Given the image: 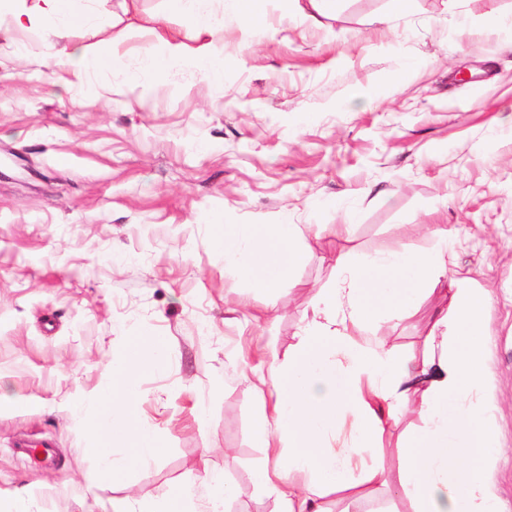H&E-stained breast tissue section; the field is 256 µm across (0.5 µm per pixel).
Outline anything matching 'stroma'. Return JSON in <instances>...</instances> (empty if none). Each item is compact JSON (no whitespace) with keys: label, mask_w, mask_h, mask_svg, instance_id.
<instances>
[{"label":"stroma","mask_w":512,"mask_h":512,"mask_svg":"<svg viewBox=\"0 0 512 512\" xmlns=\"http://www.w3.org/2000/svg\"><path fill=\"white\" fill-rule=\"evenodd\" d=\"M164 0H118L115 26L75 39L116 45L122 80L71 84L38 33L0 51V512H109L163 499L209 469L235 485L227 512H279L252 472L253 372L298 342L339 252L430 246L448 230V273L492 292L482 388L512 512V0H341L318 23L308 0H268L269 26L224 23V83L172 62L141 74ZM496 26H489V17ZM474 73L470 82L459 71ZM353 215L350 234L335 227ZM297 225L294 285L270 292L225 274L222 224ZM449 290L370 332L424 358ZM151 329L164 367L139 380L140 418L162 446L146 470L101 477L89 424L69 406L110 377ZM331 512H412L397 484Z\"/></svg>","instance_id":"1"}]
</instances>
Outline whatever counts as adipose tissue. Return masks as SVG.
I'll return each mask as SVG.
<instances>
[{
  "instance_id": "adipose-tissue-1",
  "label": "adipose tissue",
  "mask_w": 512,
  "mask_h": 512,
  "mask_svg": "<svg viewBox=\"0 0 512 512\" xmlns=\"http://www.w3.org/2000/svg\"><path fill=\"white\" fill-rule=\"evenodd\" d=\"M88 2L0 0V42L10 45L17 34L37 30L55 41V62L67 65L75 78L101 70L122 76L116 51L91 54L73 39L84 27L112 22ZM166 2V12L150 19L164 52H145L148 74L159 76L170 62L183 60L182 44L167 37V22L169 14H187L198 44L196 61L221 84L224 55L215 46L223 21L202 9L203 0ZM429 234L433 243L425 248L339 254L337 287L313 299L288 358H271L260 372L256 439L269 455L254 482L275 497L279 512H326L324 499L332 492L387 485L390 471L376 440L408 412L422 421L401 445L399 485L414 512H499L492 483L499 450L485 433L489 407L481 391L490 293L453 289L419 372L411 371L409 355L358 340L384 318L410 313L447 276L448 231L435 227ZM214 247L224 256L225 272L269 290L290 280L301 253L296 227L288 223L228 224ZM164 354L162 340L137 336L112 363L110 381L73 409L93 429L104 476L142 470L158 456L156 434L140 424L138 379L161 371ZM347 421L350 444L340 448L336 433ZM201 488L205 512H223L235 493L221 474L209 472L201 483L182 485L162 501L129 498L112 512H196Z\"/></svg>"
}]
</instances>
